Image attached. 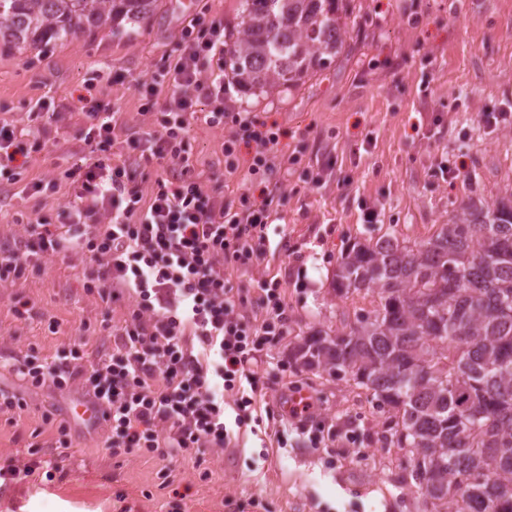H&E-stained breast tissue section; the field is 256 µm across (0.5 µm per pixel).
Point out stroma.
<instances>
[{
	"instance_id": "1",
	"label": "stroma",
	"mask_w": 512,
	"mask_h": 512,
	"mask_svg": "<svg viewBox=\"0 0 512 512\" xmlns=\"http://www.w3.org/2000/svg\"><path fill=\"white\" fill-rule=\"evenodd\" d=\"M239 4L161 0L129 36L107 30L25 51L0 45V119L21 120L27 103L44 95L72 113L50 128L21 182L0 178V248L24 235L16 214L53 217L69 201L65 189L47 198L23 186L87 156L84 120L73 111L79 98L114 106L129 131H138L134 81L179 55L180 29L192 15L204 11L230 26ZM351 7L342 55L292 93L248 99V111L282 129L278 157L298 154L320 174L310 186L283 166L269 172L278 198L266 259L225 271L250 295L258 280L278 278L288 303V335L257 356L260 425L241 428L233 447L162 461L112 457L103 446L105 425L71 423L63 471L0 480V512H25L40 493L85 512H235L238 503L245 512H421L422 492L406 478L408 456L385 439L386 413L350 376L300 368L294 353L310 333H335L376 309L373 294L333 290L337 262L354 243L385 233L419 242L469 200L512 195V122L480 121L488 112L512 114V0H351ZM223 139L204 124L191 127L196 174L235 207L246 185L243 173L225 172ZM443 164L460 167L459 177H443ZM368 207L378 212L371 224L362 215ZM91 267L82 254L41 257L15 285L0 286V389L27 402L20 418L0 415V464L57 458L42 416L63 420L83 395L76 386L32 387L17 372L25 356L50 361L78 347L93 361L112 349V328L126 308L86 292ZM20 301L32 307L22 318L14 313ZM289 381L319 399L321 419L354 422L363 449L310 447L282 418Z\"/></svg>"
}]
</instances>
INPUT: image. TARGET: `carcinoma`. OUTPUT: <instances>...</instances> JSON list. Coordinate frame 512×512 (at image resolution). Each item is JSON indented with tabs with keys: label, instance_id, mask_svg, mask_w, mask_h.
I'll return each mask as SVG.
<instances>
[{
	"label": "carcinoma",
	"instance_id": "carcinoma-1",
	"mask_svg": "<svg viewBox=\"0 0 512 512\" xmlns=\"http://www.w3.org/2000/svg\"><path fill=\"white\" fill-rule=\"evenodd\" d=\"M350 0H240L224 72L242 96L292 92L344 47ZM157 0H0V44L34 48L144 22ZM378 308L298 346L309 370L350 375L393 411L423 512H512V199L470 201L427 240L355 243L333 278Z\"/></svg>",
	"mask_w": 512,
	"mask_h": 512
}]
</instances>
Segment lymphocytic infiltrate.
I'll return each instance as SVG.
<instances>
[{
  "mask_svg": "<svg viewBox=\"0 0 512 512\" xmlns=\"http://www.w3.org/2000/svg\"><path fill=\"white\" fill-rule=\"evenodd\" d=\"M180 39L182 55L163 68L165 99H158L154 78L135 82L144 123L128 145L159 169L151 188L138 181L129 161L112 159V146L126 130L120 114L108 105L85 109L88 159L29 185L39 194L68 185L61 214L73 224L32 213L22 220L19 247L0 249V286L23 278L32 257L60 253L70 243L94 264L87 292L109 304L124 302L127 317L112 329L114 347L96 362L85 363L84 352L74 348L56 362L28 357L18 368L33 386L77 384L101 404L108 427L103 446L115 457L164 460L230 447L234 427L248 425L257 411L256 353L288 334L279 281H258L265 317L253 325L240 312L241 292L224 277L225 268L253 267L267 251L274 218L264 181L282 130L258 113L225 111L221 21L196 15ZM197 121L235 129L222 152L225 169L244 171L250 185L240 209L209 193L194 171L190 131ZM43 147L24 129L0 121V176L19 181L17 159ZM283 409L311 447H325L336 434L335 426L318 422L316 398L299 386H290Z\"/></svg>",
  "mask_w": 512,
  "mask_h": 512,
  "instance_id": "lymphocytic-infiltrate-1",
  "label": "lymphocytic infiltrate"
}]
</instances>
